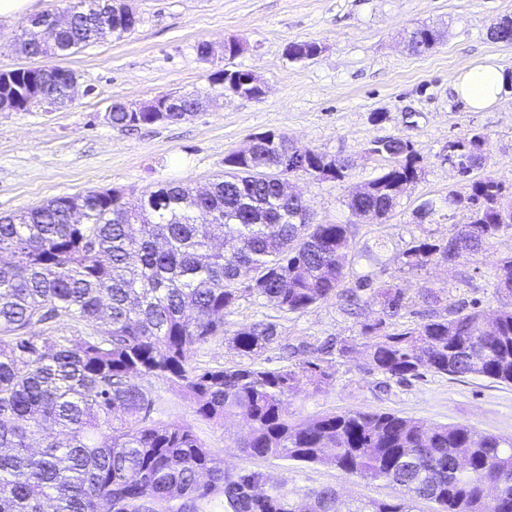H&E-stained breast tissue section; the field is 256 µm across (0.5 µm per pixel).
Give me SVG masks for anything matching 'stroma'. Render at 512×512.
<instances>
[{"instance_id": "stroma-1", "label": "stroma", "mask_w": 512, "mask_h": 512, "mask_svg": "<svg viewBox=\"0 0 512 512\" xmlns=\"http://www.w3.org/2000/svg\"><path fill=\"white\" fill-rule=\"evenodd\" d=\"M142 22L123 40L108 36L65 58L59 66L75 72L74 102L47 112H0V213L35 206L60 195L122 190L128 205L158 186L183 182L203 187L224 172V158L257 133L287 134L300 149H317L352 162L344 183L306 174L291 177L319 224L351 223L347 196L376 177L384 159L368 155L377 139H409L423 172L381 221L352 223V261L342 282L361 277L402 288L407 308L385 320L387 331L414 327L429 315L446 314L463 301L492 312L503 299L492 276L497 259L512 252V233L492 247L450 266L435 262L407 270L398 255L417 238L435 241L465 224L463 210L444 211L449 193L465 196L474 180L490 176L512 192V86L490 109L475 112L451 93L452 81L478 61L494 59L512 72V44L491 38V25L512 17V0H131ZM54 0H28L23 12L0 17V72L39 66L22 54L17 37L27 17ZM425 24L441 33L431 53H412L405 32ZM230 38L247 47L234 58L202 59L200 42L222 47ZM295 41L316 43L313 59L296 62L286 49ZM259 76L261 98L231 97L211 103L186 121L113 127L106 113L113 101L139 104L161 94L193 90L212 95L209 79L224 69ZM480 129L490 146L481 168L464 177L445 163L448 142ZM439 213L420 218L423 201ZM440 300L425 302L426 292ZM382 318L363 295L358 311L330 299L304 313H288L254 298L241 299L225 314L227 329L256 322L274 324L278 339L255 357L265 368L295 366L290 347L332 341L352 349L328 355L333 376L319 393L288 399V411L315 418L352 409L393 412L429 423L465 424L491 435L512 436V386L482 377L452 378L433 373L399 383L367 371L362 326ZM383 319V318H382ZM151 417L160 423H192L198 436L223 459L226 470L255 467L283 480L295 496L322 486L343 499L388 500L397 490L384 482L318 465L244 456L240 420L213 425L198 420L192 405L165 382L146 378Z\"/></svg>"}]
</instances>
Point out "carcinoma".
Returning a JSON list of instances; mask_svg holds the SVG:
<instances>
[{
  "instance_id": "carcinoma-1",
  "label": "carcinoma",
  "mask_w": 512,
  "mask_h": 512,
  "mask_svg": "<svg viewBox=\"0 0 512 512\" xmlns=\"http://www.w3.org/2000/svg\"><path fill=\"white\" fill-rule=\"evenodd\" d=\"M70 23L52 43L42 39L47 10L26 21V54L66 56L102 37L105 0H64ZM439 31L417 27L409 46L426 53ZM72 70L61 66L6 72L0 112L62 99ZM194 92L163 95L174 112H129L112 104L108 121L124 128L195 116ZM260 140L249 155L224 158V177L204 191L168 183L125 206L121 191L62 195L0 214V512H412L428 500L438 512H512V438L463 424H428L393 412L348 410L308 420L288 413V397L317 391L330 366L306 360L292 368L251 364L198 368L193 350L224 333V314L246 296L303 313L338 295L351 249V225L317 224L308 204L281 189L278 146ZM489 136L473 130L451 141L448 164L463 176L485 160ZM401 137L379 140L388 161L347 200L351 217L374 221L392 211L404 179H419L421 158ZM348 177L349 163L313 150L307 161ZM83 210L71 222L70 210ZM464 209L468 223L442 242L418 238L400 255L420 270L437 257L450 265L512 231V198L490 176L473 181L462 198L448 193V210ZM496 288L512 298V254L496 262ZM368 288L384 316L403 308L402 289ZM464 304L417 326L378 333L363 328L367 371L397 382L425 372L479 376L512 385V303L492 313ZM277 339L276 326L257 322L231 333L229 344L253 358ZM169 383L197 417L221 425L241 418L247 456L333 467L396 488L395 501L341 504L330 486L294 498L270 482L250 491L266 472L224 470V462L188 422L156 423L153 401L136 379Z\"/></svg>"
}]
</instances>
